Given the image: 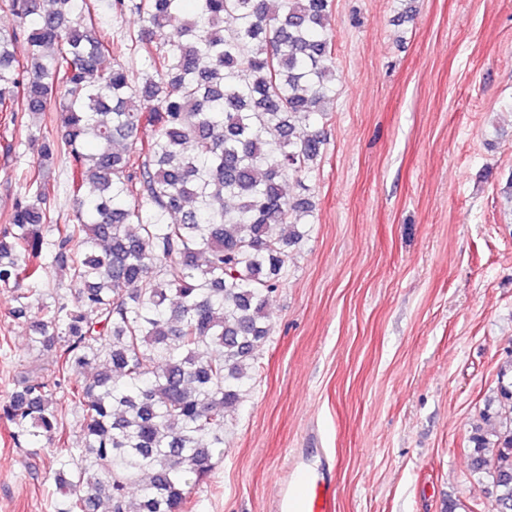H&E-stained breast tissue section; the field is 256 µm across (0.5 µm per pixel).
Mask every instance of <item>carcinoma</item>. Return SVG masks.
I'll return each mask as SVG.
<instances>
[{
	"label": "carcinoma",
	"instance_id": "carcinoma-1",
	"mask_svg": "<svg viewBox=\"0 0 512 512\" xmlns=\"http://www.w3.org/2000/svg\"><path fill=\"white\" fill-rule=\"evenodd\" d=\"M184 2L0 0L13 19L0 28V112L25 161L0 285L31 350L52 355L0 420L16 446L50 448L54 512H191L313 216L285 185L327 141L312 117L336 96L332 0H195L173 28ZM128 16L138 25L121 37L103 27ZM50 110L54 129L26 120ZM59 160L66 224L43 178ZM498 394L507 411L475 429L472 466L496 512H512V382ZM69 410L83 417L76 436Z\"/></svg>",
	"mask_w": 512,
	"mask_h": 512
}]
</instances>
